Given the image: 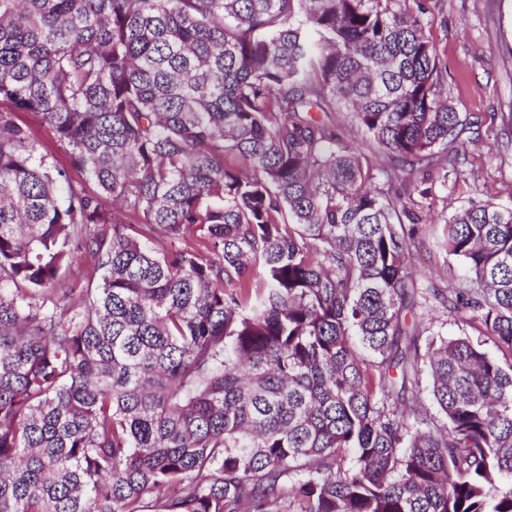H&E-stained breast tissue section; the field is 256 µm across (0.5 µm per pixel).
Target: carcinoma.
<instances>
[{
  "instance_id": "1",
  "label": "carcinoma",
  "mask_w": 512,
  "mask_h": 512,
  "mask_svg": "<svg viewBox=\"0 0 512 512\" xmlns=\"http://www.w3.org/2000/svg\"><path fill=\"white\" fill-rule=\"evenodd\" d=\"M429 2L0 0V512H512V364L408 321L512 356V205L410 267L466 179ZM22 118L28 124L32 136L43 144V152L48 154V159L59 166L64 165L69 167L67 157L56 149L50 135L48 134L46 128L42 125L40 119L33 114H25L22 116ZM72 264L64 274L62 282L65 286L73 288L68 293L66 301L68 304H78L81 301V282L86 281L87 275H91L93 264L90 258L81 251H75L72 256ZM442 323H444L443 331L447 332L448 334L444 337H447L448 340L459 337L462 328L464 329V332L470 337V339L474 341H476L477 338H479V341L486 339V337L481 336L482 327L479 323H474L472 326H466L462 323L455 322L453 317L449 316L448 314L441 316L440 322L437 326H440Z\"/></svg>"
}]
</instances>
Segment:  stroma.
Listing matches in <instances>:
<instances>
[{"instance_id": "35a3bbf8", "label": "stroma", "mask_w": 512, "mask_h": 512, "mask_svg": "<svg viewBox=\"0 0 512 512\" xmlns=\"http://www.w3.org/2000/svg\"><path fill=\"white\" fill-rule=\"evenodd\" d=\"M426 33L448 65V96L471 123L466 157L475 172L447 197H435L415 254L419 272L443 284L461 270L439 245L438 213L474 194L512 201V139L501 121L512 113V0H438Z\"/></svg>"}]
</instances>
